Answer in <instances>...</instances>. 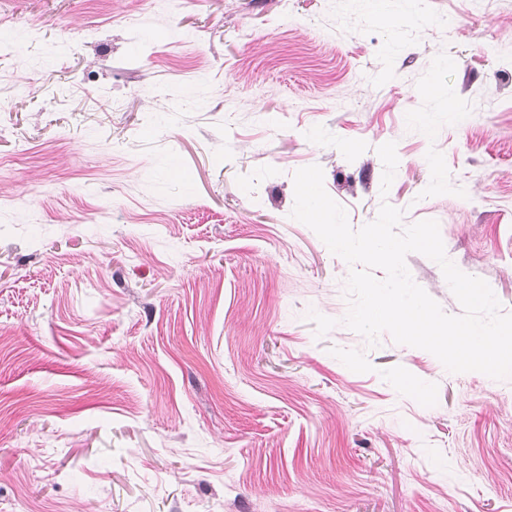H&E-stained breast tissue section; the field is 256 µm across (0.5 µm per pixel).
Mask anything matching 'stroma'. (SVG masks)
I'll list each match as a JSON object with an SVG mask.
<instances>
[{
    "mask_svg": "<svg viewBox=\"0 0 512 512\" xmlns=\"http://www.w3.org/2000/svg\"><path fill=\"white\" fill-rule=\"evenodd\" d=\"M373 2L0 0V512H512V378L369 346L291 216L319 165L512 313V0Z\"/></svg>",
    "mask_w": 512,
    "mask_h": 512,
    "instance_id": "1",
    "label": "stroma"
}]
</instances>
